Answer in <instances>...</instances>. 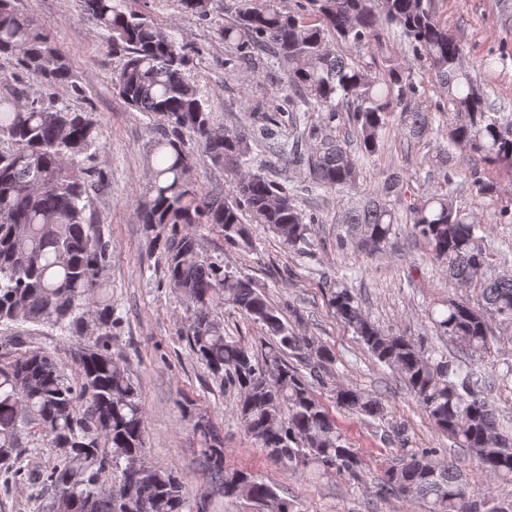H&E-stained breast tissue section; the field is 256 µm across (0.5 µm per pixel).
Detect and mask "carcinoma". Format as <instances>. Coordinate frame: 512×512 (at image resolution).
Wrapping results in <instances>:
<instances>
[{
  "mask_svg": "<svg viewBox=\"0 0 512 512\" xmlns=\"http://www.w3.org/2000/svg\"><path fill=\"white\" fill-rule=\"evenodd\" d=\"M81 13L109 34L112 54L121 58L112 88L133 109L157 119L161 133L152 144V164L136 213L149 246L164 254L169 284L184 298L182 336L213 379L237 391L234 413L245 433L284 472L343 475L364 485L362 460L329 410L313 392L336 353L295 326L291 303L272 305L263 287L232 267L203 255L197 229L216 230L227 246L248 242L244 216L265 224L296 251L313 245L311 225L319 217L301 211L285 184L260 172L244 171L256 136H276L268 125L258 133L214 131L212 115L187 76L189 57L166 28L130 0H79ZM198 20H210L211 0H179ZM315 17L305 20L303 13ZM399 28L413 56L428 63L460 119L446 127L448 147L485 163L512 168V120L498 112L478 85L459 40L424 0H303L300 11H284L280 0H241L219 36L235 67L267 48L288 68V90L323 112L321 123L299 131L280 152L307 169L310 190L336 192L363 179L360 156L380 149L391 112L413 138L433 130L434 110L417 104L419 86L395 58L373 74L334 52L329 38L354 50L380 44L379 22ZM0 55L16 58L19 69L49 85L71 78L68 56L32 17L0 0ZM349 128L357 148L336 137ZM105 130L90 112H75L19 86L15 71L0 72V324H49L84 339L74 383L54 358L25 351L0 363V468L39 488L42 512H224V502L266 501L274 512H300L284 489L227 464L224 443L200 416L193 429L204 441L206 488L190 503L172 468L146 462L145 408L140 387L112 357L119 319L104 268L112 254L102 225L87 213L97 186L96 172L75 163L100 145ZM195 143L212 164L231 171L237 193L230 200L206 191L193 178ZM439 158L444 187L405 204L412 232L424 239L448 280L479 290L476 303L448 299L432 309L437 335L454 343L459 358L490 348V320L512 324V274L490 273L486 229L456 207L449 188L461 172ZM405 196L404 181L389 174L379 192L344 210L341 223L356 247L377 250L395 233L399 211L390 197ZM328 307L378 361L395 368L417 405L455 446L471 454L485 481L512 483V431L472 374L442 351L405 336L386 334L363 314L352 290L338 279L325 288ZM228 307L249 317L265 333L260 350L224 335L213 316ZM297 357L308 373L287 360ZM336 405L373 421L386 420L382 398L340 382ZM38 435L61 451L48 467L13 470ZM375 496L418 500L427 512H512V499L489 494L472 499L457 464L425 448L400 454L384 471Z\"/></svg>",
  "mask_w": 512,
  "mask_h": 512,
  "instance_id": "cac0c4a2",
  "label": "carcinoma"
}]
</instances>
